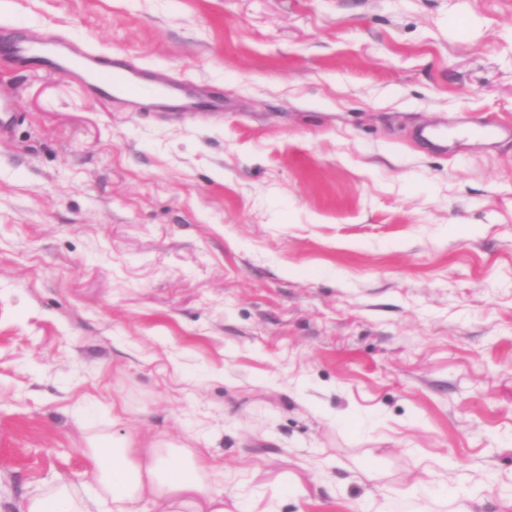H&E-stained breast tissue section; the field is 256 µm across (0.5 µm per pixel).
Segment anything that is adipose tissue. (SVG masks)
<instances>
[{
    "mask_svg": "<svg viewBox=\"0 0 512 512\" xmlns=\"http://www.w3.org/2000/svg\"><path fill=\"white\" fill-rule=\"evenodd\" d=\"M88 462L91 486H48L24 512H147L151 504L160 505L161 512H198L201 498L212 512H224L202 461L182 456L178 448L142 443L131 435H102L89 448Z\"/></svg>",
    "mask_w": 512,
    "mask_h": 512,
    "instance_id": "adipose-tissue-1",
    "label": "adipose tissue"
}]
</instances>
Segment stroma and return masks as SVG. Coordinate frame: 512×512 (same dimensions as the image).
Listing matches in <instances>:
<instances>
[{
	"mask_svg": "<svg viewBox=\"0 0 512 512\" xmlns=\"http://www.w3.org/2000/svg\"><path fill=\"white\" fill-rule=\"evenodd\" d=\"M224 96L171 118L12 68L0 512L86 437L201 450L225 512H512V0H0Z\"/></svg>",
	"mask_w": 512,
	"mask_h": 512,
	"instance_id": "stroma-1",
	"label": "stroma"
}]
</instances>
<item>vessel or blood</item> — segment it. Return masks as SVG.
Returning a JSON list of instances; mask_svg holds the SVG:
<instances>
[{
    "label": "vessel or blood",
    "instance_id": "vessel-or-blood-1",
    "mask_svg": "<svg viewBox=\"0 0 512 512\" xmlns=\"http://www.w3.org/2000/svg\"><path fill=\"white\" fill-rule=\"evenodd\" d=\"M10 50L16 67L27 68L31 62H40L44 72L73 71L81 78L86 88L93 94L112 97L119 104L137 109L141 102L137 96L139 83L143 78L141 69L135 64L114 63L111 71H103L102 57L70 38L53 33L40 41L15 35ZM156 87L151 106L158 111L194 112L203 108H223L222 100L199 95L181 99L177 90L184 87L185 79L166 74L154 73L150 76Z\"/></svg>",
    "mask_w": 512,
    "mask_h": 512
}]
</instances>
